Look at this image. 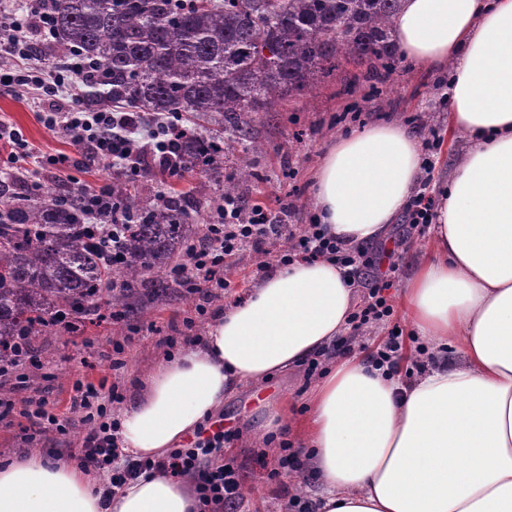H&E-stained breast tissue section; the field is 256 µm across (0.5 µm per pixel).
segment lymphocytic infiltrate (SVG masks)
I'll use <instances>...</instances> for the list:
<instances>
[{
    "instance_id": "lymphocytic-infiltrate-1",
    "label": "lymphocytic infiltrate",
    "mask_w": 512,
    "mask_h": 512,
    "mask_svg": "<svg viewBox=\"0 0 512 512\" xmlns=\"http://www.w3.org/2000/svg\"><path fill=\"white\" fill-rule=\"evenodd\" d=\"M36 28L44 39H52V13L47 0L39 6L17 7L0 2V55L12 57L11 71L0 73V82L13 87L18 95L32 99L38 109L40 122L52 132L62 134L83 147L86 164L108 162L118 172L140 174L158 171L165 179H178L190 169L178 162L176 148L195 132L181 115L170 114L146 118L139 112H117L103 108L85 99L80 90L95 77L93 62L79 54H71L64 68L54 72L42 64V53L31 44L26 32ZM0 140L9 147L8 163L27 161L34 178L28 181V191L40 188L36 176L46 171L55 176H66L62 201L78 197L87 223L98 225L96 234L104 264L116 272L123 266L119 226L110 222L112 192L109 184L88 185L69 178L73 166L71 157L64 153L43 156L37 154L28 140L14 129L0 125ZM285 229L280 212L259 204L248 205L234 196L224 197L218 203L209 224L203 225L197 240L190 242L182 258L174 264L171 275L202 301H210L216 289L228 288L224 265L228 259L246 250L258 251L271 240L282 236ZM292 257L303 259L328 258L349 267L354 276L364 277L368 301L353 312L350 325L353 331L383 322L393 309L384 295L390 286L380 261L365 259L363 251L346 248L328 235L324 225L310 220L299 235L291 251ZM72 408L85 412L86 430L81 448L73 456L78 466L108 474L112 488H121L153 470H164L172 477H196L199 512H236L242 498L239 476L235 469L225 465L224 447L233 436L223 427L205 428L195 432V442L189 448H176L155 460L123 461L121 471H113L112 463L118 457L116 443L117 418L108 417L104 406H93L98 391L83 380L73 383Z\"/></svg>"
}]
</instances>
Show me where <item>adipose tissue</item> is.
I'll return each instance as SVG.
<instances>
[{"label":"adipose tissue","instance_id":"1","mask_svg":"<svg viewBox=\"0 0 512 512\" xmlns=\"http://www.w3.org/2000/svg\"><path fill=\"white\" fill-rule=\"evenodd\" d=\"M392 36L407 57L452 64L450 129L465 141L429 256L400 300L422 340L462 355L403 382L335 361L308 412L272 408L320 474L319 512H512V0H404ZM423 180L398 122L334 138L314 172V212L347 246L381 240ZM352 290L327 259L267 273L205 336L160 360L119 417L124 451L161 457L224 405L321 352L348 326ZM102 477L31 454L0 464V512H197L191 478L161 473L102 505Z\"/></svg>","mask_w":512,"mask_h":512}]
</instances>
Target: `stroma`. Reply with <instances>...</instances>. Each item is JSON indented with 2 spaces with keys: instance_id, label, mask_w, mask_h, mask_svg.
<instances>
[{
  "instance_id": "35a3bbf8",
  "label": "stroma",
  "mask_w": 512,
  "mask_h": 512,
  "mask_svg": "<svg viewBox=\"0 0 512 512\" xmlns=\"http://www.w3.org/2000/svg\"><path fill=\"white\" fill-rule=\"evenodd\" d=\"M361 71L354 61H346L342 69L307 96L282 100L270 111L260 113L253 124V137L260 143V151L246 153L237 149L227 153L219 177L204 180L191 172L174 182L157 175L134 178L140 203H156L158 196L166 193L183 204L190 223L204 224L223 197L225 184L231 183L235 197L246 202L263 203L277 197L293 205L295 213L289 222L298 230L313 210V172L328 142L386 121L409 125L422 139L431 130H439L443 142L430 156L432 170L427 186L429 195H439L449 169L458 162L463 149L462 139L449 134L448 110L439 106L449 81L447 69L429 71L410 58H403L386 90L380 92L374 91L369 82L355 81V74ZM0 121L20 130L42 154L64 152L75 159L82 156L77 146L43 126L31 101L3 86ZM244 166L249 169L245 176L240 173ZM427 236L426 228H416L399 219L391 224L385 245H392L397 239L402 242L396 270L389 275L392 286L385 292L394 311L387 321L360 331L353 342V356L366 358L396 328L402 330L404 339L401 368H410L419 361L422 341L397 303L411 264L426 248ZM288 246V240L282 238L265 244L261 251L240 254L228 271L230 288L207 304L205 313L196 310L197 296L173 287L159 298L140 294L130 297L119 307L123 314L119 320H86L80 332L74 334L59 326L51 327L33 354L35 364L27 370L26 389L11 390L9 397L15 401L28 395L44 397L69 432L62 436L49 431L27 441L22 439L18 426L9 427L0 421V460L31 452L47 456L76 446L82 414L71 409L70 395L78 372H85L90 382L103 381L116 387L123 401L108 404L107 411L120 413L123 403L133 401L138 394L157 357L167 353L163 337H176L182 344L204 336L214 312L251 288L264 275L266 265L276 264ZM190 319L195 322L191 328L186 325ZM119 344L125 348L120 356L114 352ZM118 356L125 365L116 370L112 361ZM316 382V377L308 376L306 367L300 366L263 384L244 386L225 398L224 427L235 431L236 436L224 450V462L235 468L244 488L237 512H288L287 502L293 495L314 501L320 478L313 469L271 477L270 471L282 454V443L269 437L265 423L271 403L289 404L295 411H302L305 396Z\"/></svg>"
}]
</instances>
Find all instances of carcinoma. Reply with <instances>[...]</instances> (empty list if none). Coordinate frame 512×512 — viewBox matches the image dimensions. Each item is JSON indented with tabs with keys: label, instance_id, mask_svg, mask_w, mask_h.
<instances>
[{
	"label": "carcinoma",
	"instance_id": "cac0c4a2",
	"mask_svg": "<svg viewBox=\"0 0 512 512\" xmlns=\"http://www.w3.org/2000/svg\"><path fill=\"white\" fill-rule=\"evenodd\" d=\"M401 0H52L48 55L95 60L112 103L135 112H191L224 129V142L187 140L182 157L213 175L248 142L253 115L300 97L351 58L383 81L399 62L390 40ZM112 200L132 215L121 238L123 287L112 279L74 204L46 191L0 201V366L19 336L35 344L60 310L117 306L131 290L156 294L183 254L190 225L179 204L141 207L127 185Z\"/></svg>",
	"mask_w": 512,
	"mask_h": 512
}]
</instances>
